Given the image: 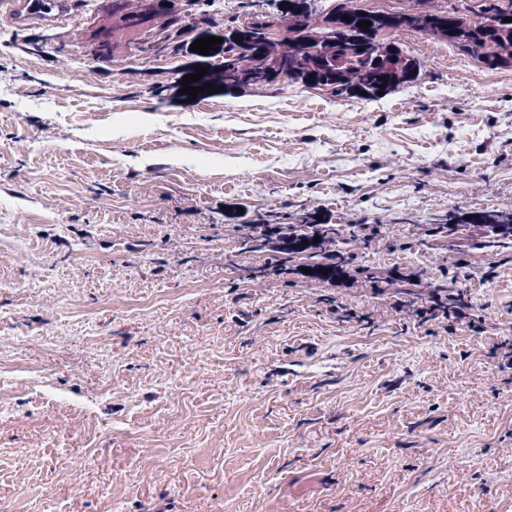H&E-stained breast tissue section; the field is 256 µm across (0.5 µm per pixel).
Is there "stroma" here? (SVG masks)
Returning a JSON list of instances; mask_svg holds the SVG:
<instances>
[{
	"label": "stroma",
	"mask_w": 512,
	"mask_h": 512,
	"mask_svg": "<svg viewBox=\"0 0 512 512\" xmlns=\"http://www.w3.org/2000/svg\"><path fill=\"white\" fill-rule=\"evenodd\" d=\"M0 0V512H512V67L415 30L374 98L181 94L112 0ZM281 0H216L226 24ZM474 16L482 0H365ZM112 54L93 60L101 41ZM348 235L343 275L254 276L260 224ZM456 277L480 330L426 302ZM466 215H471V218H466ZM463 220L468 223H483L490 224L493 235L496 239L493 243H501L507 240H512V213L505 216L497 213L490 212H468L463 213Z\"/></svg>",
	"instance_id": "obj_1"
}]
</instances>
